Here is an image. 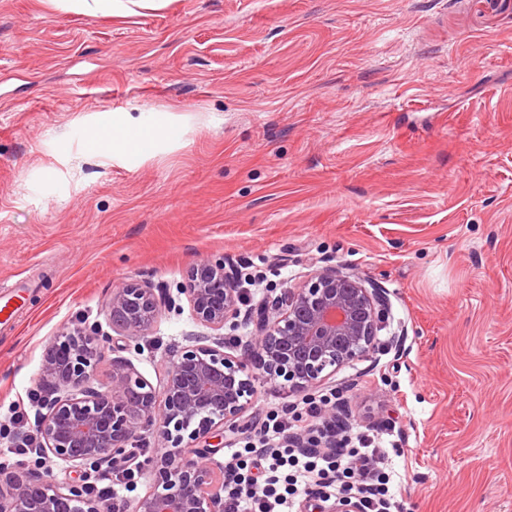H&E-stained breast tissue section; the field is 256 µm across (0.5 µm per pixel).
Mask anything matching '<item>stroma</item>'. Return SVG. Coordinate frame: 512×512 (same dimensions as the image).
<instances>
[{
  "label": "stroma",
  "instance_id": "35a3bbf8",
  "mask_svg": "<svg viewBox=\"0 0 512 512\" xmlns=\"http://www.w3.org/2000/svg\"><path fill=\"white\" fill-rule=\"evenodd\" d=\"M116 112L164 122L159 145L87 154ZM207 257L261 276L254 305L325 266L384 288L378 348L313 398L389 430L399 512H512V0H0V425L56 335L111 331L124 283L176 306L96 383L118 356L160 385ZM300 402L259 380L214 469ZM57 4H68L74 10H80L86 13H112L115 6L120 3L118 0H55Z\"/></svg>",
  "mask_w": 512,
  "mask_h": 512
}]
</instances>
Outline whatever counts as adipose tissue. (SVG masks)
I'll return each mask as SVG.
<instances>
[{"label": "adipose tissue", "instance_id": "ef3b65f1", "mask_svg": "<svg viewBox=\"0 0 512 512\" xmlns=\"http://www.w3.org/2000/svg\"><path fill=\"white\" fill-rule=\"evenodd\" d=\"M161 132V127L145 126L117 114L106 126L104 133L90 139L87 150L96 156L115 159L141 155L155 147Z\"/></svg>", "mask_w": 512, "mask_h": 512}]
</instances>
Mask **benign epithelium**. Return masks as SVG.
<instances>
[{
	"label": "benign epithelium",
	"mask_w": 512,
	"mask_h": 512,
	"mask_svg": "<svg viewBox=\"0 0 512 512\" xmlns=\"http://www.w3.org/2000/svg\"><path fill=\"white\" fill-rule=\"evenodd\" d=\"M180 293L207 332L186 336L188 345L168 362L158 388L120 358L112 360L111 383L95 385L98 363L114 348L113 336L95 326L60 332L43 355L40 452L72 468L114 464L147 472L150 490L132 512H224V481L210 462L212 439L221 429L238 428L256 393V371L292 392H309L375 351L387 312L386 291L343 266L318 269L244 315L222 258L195 263ZM173 304L167 289L150 282L123 284L105 301L112 331L129 342L150 335ZM249 326L245 341L224 336L226 328ZM154 425L158 446L140 461L134 443ZM292 441L301 450L336 447L334 435ZM3 484L0 512H113L112 502L85 493L83 483L44 482L0 467Z\"/></svg>",
	"instance_id": "benign-epithelium-1"
}]
</instances>
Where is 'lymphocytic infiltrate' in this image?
<instances>
[{"mask_svg":"<svg viewBox=\"0 0 512 512\" xmlns=\"http://www.w3.org/2000/svg\"><path fill=\"white\" fill-rule=\"evenodd\" d=\"M298 425L287 415L267 414L250 460L232 454L224 463V512H293L297 492L322 483L353 481L362 489L361 512H390L398 480L382 471L380 438L373 431L357 432L350 448L333 455L301 453L289 437Z\"/></svg>","mask_w":512,"mask_h":512,"instance_id":"1","label":"lymphocytic infiltrate"}]
</instances>
